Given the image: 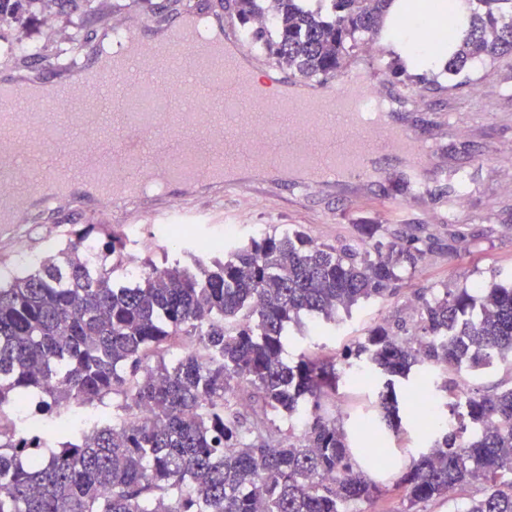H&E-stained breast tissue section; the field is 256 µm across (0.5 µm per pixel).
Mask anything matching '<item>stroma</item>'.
Wrapping results in <instances>:
<instances>
[{"instance_id":"stroma-1","label":"stroma","mask_w":512,"mask_h":512,"mask_svg":"<svg viewBox=\"0 0 512 512\" xmlns=\"http://www.w3.org/2000/svg\"><path fill=\"white\" fill-rule=\"evenodd\" d=\"M156 11H147L141 0H101L98 10L85 16L83 23L90 43L102 41L114 31L135 25H163L183 14L186 6L207 14L225 13L227 0H156ZM71 26L66 16L48 11L29 21L24 41L46 48L67 37ZM387 86L403 89L415 96L412 109L402 112L408 127L422 128L434 148L436 167L425 170L426 189L413 199L404 212L379 208L378 199L404 195L406 173L399 160H383L384 173L375 183L346 182L333 188L298 197L296 180H278L265 193L243 188L239 197L225 203L222 212L209 222L184 219L193 238L164 244L147 251L146 241L167 234L166 224H116L108 211L93 218L60 212L54 224H18L0 229V275L23 267H38L47 257L56 255L63 242L81 233L108 241L121 239L132 267L145 260L156 264L188 263L198 243L216 241L224 236L225 225L237 228L235 242H244L262 234L298 230L315 243L331 247L357 242L355 226L366 221L382 225L381 241L393 235L409 238L431 236L451 241L448 251L427 254L415 268L403 271L395 294L339 312L335 321L304 318L301 326L290 327L284 357L296 362L301 355L318 356L335 362L340 375L335 397L329 407L339 417L350 436L358 434V414L363 401H376L379 383L354 388L346 366L348 352L356 350L370 329L384 321L405 320L414 325L420 299H434L444 290L488 286L512 282V168L497 174L477 175L466 190L465 205L456 213L448 211V195L456 171L468 165L480 152L512 148V57L479 66L468 82L450 86L415 84L405 77L387 73ZM452 105L453 124H445L441 111ZM483 118H475V108Z\"/></svg>"}]
</instances>
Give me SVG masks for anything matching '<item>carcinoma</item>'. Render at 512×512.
Returning <instances> with one entry per match:
<instances>
[{"label":"carcinoma","mask_w":512,"mask_h":512,"mask_svg":"<svg viewBox=\"0 0 512 512\" xmlns=\"http://www.w3.org/2000/svg\"><path fill=\"white\" fill-rule=\"evenodd\" d=\"M391 0H234L247 42L304 79L331 76L362 40L377 41ZM91 13L97 0H0V51L10 33L52 4ZM457 49L442 76L459 82L479 64L512 54V0H476L463 24L448 18L434 41ZM87 45L72 21L68 44L47 60L73 67ZM370 247L317 244L296 230L256 236L224 258L158 266L148 260L126 283L125 244L101 249L85 233L57 257L0 284V512H347L379 488L325 400L336 394V364L283 358L301 315L336 320L339 311L395 294L433 244L377 239ZM418 340L384 322L355 352L382 380L377 404L362 408L365 429L406 434L395 378L446 362L476 372L512 362V286L476 298L446 291L420 308ZM252 389L248 419L237 390ZM437 390L461 408L470 434L446 431L393 483L412 512L469 484L485 493L458 512H512V386L473 394L465 381ZM37 393V411L60 421L45 439L25 430L19 397ZM112 398V418L92 436L62 414ZM302 417L284 432L274 416Z\"/></svg>","instance_id":"cac0c4a2"}]
</instances>
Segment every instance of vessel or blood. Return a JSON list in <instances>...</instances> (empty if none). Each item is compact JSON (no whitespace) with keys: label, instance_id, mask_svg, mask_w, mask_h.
<instances>
[{"label":"vessel or blood","instance_id":"b4317fda","mask_svg":"<svg viewBox=\"0 0 512 512\" xmlns=\"http://www.w3.org/2000/svg\"><path fill=\"white\" fill-rule=\"evenodd\" d=\"M166 35L187 84L171 87L154 74L149 45H134L128 72L149 99L148 110L128 106L126 95L99 81L84 96L103 102V110L64 113L60 126L37 112L0 113L1 225L45 223L63 202L83 215L104 204L116 224L167 221V189H177L186 206L202 196L222 202L238 188L224 170L241 164L300 171L304 187L316 190L339 175L356 182L379 178L381 156L401 158L412 179L435 163L428 135L403 127L392 107L363 122L379 64L287 97L276 78L257 90L228 65L221 79L210 81L203 73L207 45L179 22L168 25ZM511 166V152L485 153L462 175ZM78 169L95 181V198L69 191Z\"/></svg>","mask_w":512,"mask_h":512}]
</instances>
